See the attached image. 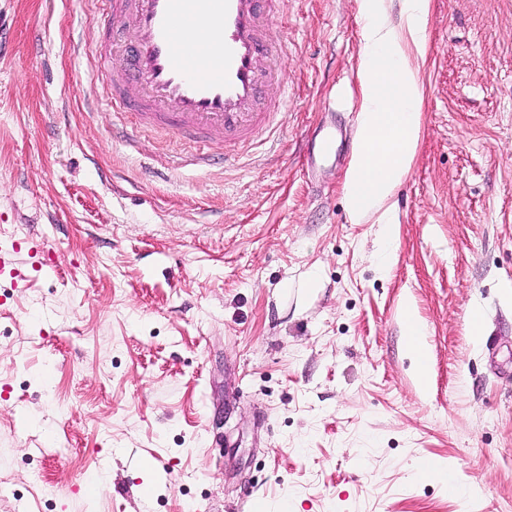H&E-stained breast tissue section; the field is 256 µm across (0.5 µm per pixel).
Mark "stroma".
<instances>
[{
  "label": "stroma",
  "instance_id": "1",
  "mask_svg": "<svg viewBox=\"0 0 512 512\" xmlns=\"http://www.w3.org/2000/svg\"><path fill=\"white\" fill-rule=\"evenodd\" d=\"M287 2L288 100L227 147L113 114L103 0H0V512H512V0H430L385 276L359 2ZM336 129L331 127H320L316 130L311 141H308L307 150L312 154L318 153L323 158L336 154ZM411 310H405L402 321V335L407 336V342L410 352L415 356L417 361V372L422 380L427 378L426 357L419 346L418 336H423L424 332L418 321L411 315Z\"/></svg>",
  "mask_w": 512,
  "mask_h": 512
}]
</instances>
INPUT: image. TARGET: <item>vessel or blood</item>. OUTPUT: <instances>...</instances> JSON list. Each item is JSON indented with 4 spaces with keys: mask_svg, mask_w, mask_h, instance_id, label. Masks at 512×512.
<instances>
[{
    "mask_svg": "<svg viewBox=\"0 0 512 512\" xmlns=\"http://www.w3.org/2000/svg\"><path fill=\"white\" fill-rule=\"evenodd\" d=\"M285 0H112L121 31L105 65L112 107L137 113L142 126L225 144L270 127L280 101L264 87L281 77L286 43L277 30ZM336 131L320 127L309 152L331 157Z\"/></svg>",
    "mask_w": 512,
    "mask_h": 512,
    "instance_id": "vessel-or-blood-1",
    "label": "vessel or blood"
}]
</instances>
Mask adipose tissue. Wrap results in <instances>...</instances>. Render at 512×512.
Instances as JSON below:
<instances>
[{
    "instance_id": "adipose-tissue-1",
    "label": "adipose tissue",
    "mask_w": 512,
    "mask_h": 512,
    "mask_svg": "<svg viewBox=\"0 0 512 512\" xmlns=\"http://www.w3.org/2000/svg\"><path fill=\"white\" fill-rule=\"evenodd\" d=\"M391 19L387 0H360L364 52L356 149L345 175L344 196L353 223L378 216L373 258L380 271L392 264L399 216L389 200L405 177L420 142V93L412 58L426 49L429 0H399Z\"/></svg>"
}]
</instances>
